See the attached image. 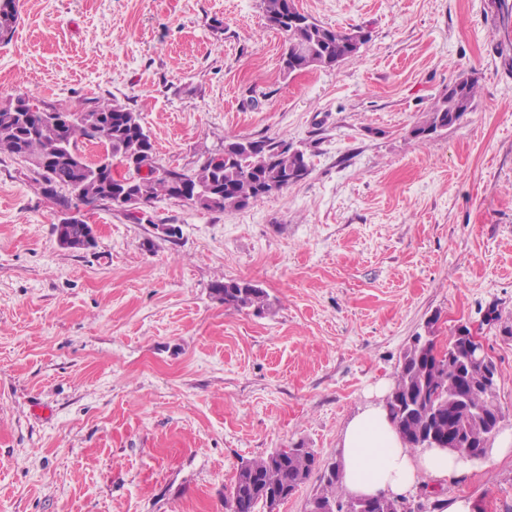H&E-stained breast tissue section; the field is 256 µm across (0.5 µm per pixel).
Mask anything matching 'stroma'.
Returning a JSON list of instances; mask_svg holds the SVG:
<instances>
[{
  "instance_id": "stroma-1",
  "label": "stroma",
  "mask_w": 512,
  "mask_h": 512,
  "mask_svg": "<svg viewBox=\"0 0 512 512\" xmlns=\"http://www.w3.org/2000/svg\"><path fill=\"white\" fill-rule=\"evenodd\" d=\"M260 3L16 0L0 105L109 99L140 113L164 167L270 137L306 147L310 174L239 210L159 198L138 223L45 197L0 153V512H224L241 463L294 444L320 467L279 512H305L341 426L429 323L442 346L460 324L480 337L512 429V23L497 0H296L369 40L286 76ZM462 74L472 110L415 139ZM71 210L94 248L58 245ZM224 279L270 310L224 306ZM459 494L512 512V456L423 478L404 508ZM211 289L224 305L238 311L247 310L255 315H262L271 306L266 291L249 280L224 279L215 282Z\"/></svg>"
}]
</instances>
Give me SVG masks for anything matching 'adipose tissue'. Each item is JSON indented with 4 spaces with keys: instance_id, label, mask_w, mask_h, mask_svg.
<instances>
[{
    "instance_id": "obj_1",
    "label": "adipose tissue",
    "mask_w": 512,
    "mask_h": 512,
    "mask_svg": "<svg viewBox=\"0 0 512 512\" xmlns=\"http://www.w3.org/2000/svg\"><path fill=\"white\" fill-rule=\"evenodd\" d=\"M388 383H380L344 424L338 461L346 495L406 497L425 473L453 478L467 466L441 448H406L386 408Z\"/></svg>"
}]
</instances>
